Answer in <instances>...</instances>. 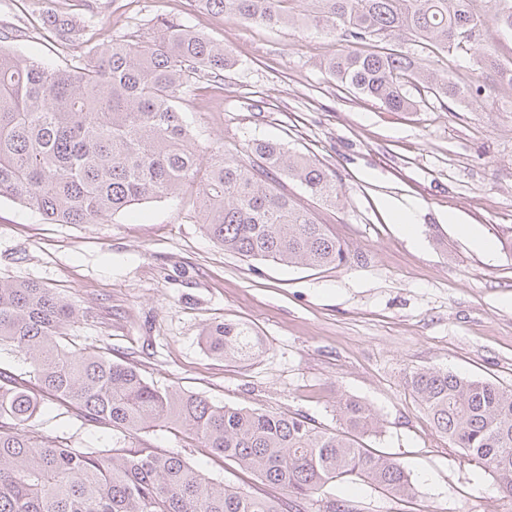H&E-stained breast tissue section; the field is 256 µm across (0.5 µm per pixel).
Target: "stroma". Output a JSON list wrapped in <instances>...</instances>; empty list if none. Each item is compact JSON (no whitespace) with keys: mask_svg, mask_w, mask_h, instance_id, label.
<instances>
[{"mask_svg":"<svg viewBox=\"0 0 512 512\" xmlns=\"http://www.w3.org/2000/svg\"><path fill=\"white\" fill-rule=\"evenodd\" d=\"M96 3L90 20L81 0H0V29L23 28L18 53L58 66L73 51L47 41L51 14L88 20L93 46L150 37L161 15L222 41L234 59L223 84L200 82L181 105L195 142L234 152L276 138L318 159L336 177L339 207L312 200L298 183L287 188L330 225L350 261L314 269L224 253L200 228L191 189L98 224H47L1 198L0 280L57 289L86 313L75 346L111 350L161 386L328 429L337 393L363 400L380 420L365 446L397 458L416 493L333 483L331 495L358 512H512L500 480L435 433L406 387L417 368L512 385V87L490 81L478 100L391 112L329 75L324 61L350 45L304 23L271 30L191 0ZM397 203L413 209L416 238L394 224ZM476 237L492 239L495 255L477 250ZM223 319L250 326L262 354L242 362L210 354L204 331ZM34 425L78 448L112 444L108 430L54 404ZM147 440L215 482L274 493L181 433Z\"/></svg>","mask_w":512,"mask_h":512,"instance_id":"35a3bbf8","label":"stroma"}]
</instances>
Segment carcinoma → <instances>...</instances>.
I'll use <instances>...</instances> for the list:
<instances>
[{"label":"carcinoma","instance_id":"1","mask_svg":"<svg viewBox=\"0 0 512 512\" xmlns=\"http://www.w3.org/2000/svg\"><path fill=\"white\" fill-rule=\"evenodd\" d=\"M226 17L282 27L302 9L321 33L356 45L326 63L354 92L403 112L406 87L437 101L479 97L402 50L410 39L436 58L475 51L481 73L512 88V63L482 46L490 27L512 30V0H200ZM53 42L80 46L85 26L45 21ZM0 32V198L39 213L47 224H96L133 206L194 186L198 223L224 251L292 266H340L349 256L286 188L300 184L335 205L340 191L319 160L292 154L274 140L241 151L197 148L180 100L197 81L224 80V45L161 17L155 35L94 46L58 68L23 59ZM80 310L37 281H0V347L8 346L44 396L77 407L112 434L110 448H75L32 429L40 398L0 375V512H357L328 496L330 484L358 477L376 489L409 496L414 485L400 462L375 454L363 437L379 420L363 401L341 394L338 426L318 427L282 415L214 403L159 386L93 347L66 342ZM211 354L226 361L259 356L246 326L206 328ZM407 387L435 431L495 474L512 495V386L440 369H415ZM180 429L195 447L238 463L280 489L262 498L215 483L177 453L144 443L150 432Z\"/></svg>","mask_w":512,"mask_h":512}]
</instances>
